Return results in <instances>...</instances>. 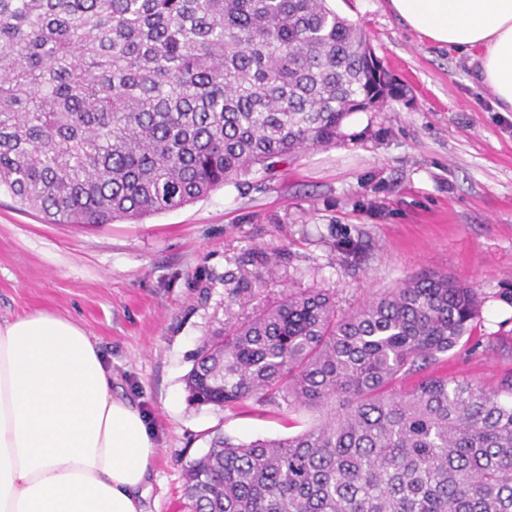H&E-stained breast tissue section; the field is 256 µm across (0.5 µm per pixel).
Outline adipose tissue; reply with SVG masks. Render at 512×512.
Returning <instances> with one entry per match:
<instances>
[{
	"label": "adipose tissue",
	"instance_id": "1",
	"mask_svg": "<svg viewBox=\"0 0 512 512\" xmlns=\"http://www.w3.org/2000/svg\"><path fill=\"white\" fill-rule=\"evenodd\" d=\"M412 31L467 52L512 112V0H389ZM158 447L75 321L38 311L0 321V512H143Z\"/></svg>",
	"mask_w": 512,
	"mask_h": 512
}]
</instances>
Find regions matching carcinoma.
<instances>
[{
  "label": "carcinoma",
  "instance_id": "cac0c4a2",
  "mask_svg": "<svg viewBox=\"0 0 512 512\" xmlns=\"http://www.w3.org/2000/svg\"><path fill=\"white\" fill-rule=\"evenodd\" d=\"M365 37L327 0H0V192L48 224L138 223L334 146L378 94ZM482 306L428 272L349 310L291 290L216 332L191 405L319 420L215 434L191 512H512V374L434 370Z\"/></svg>",
  "mask_w": 512,
  "mask_h": 512
}]
</instances>
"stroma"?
<instances>
[{
  "instance_id": "obj_1",
  "label": "stroma",
  "mask_w": 512,
  "mask_h": 512,
  "mask_svg": "<svg viewBox=\"0 0 512 512\" xmlns=\"http://www.w3.org/2000/svg\"><path fill=\"white\" fill-rule=\"evenodd\" d=\"M330 5L364 25L406 90L352 114L344 143L139 223L47 224L0 194V321L49 311L97 344L113 395L158 445L144 512H188L185 469L214 432L248 442L316 421L186 401L203 342L288 289H333L347 310L417 272L448 274L484 304L470 347L442 370L487 390L512 372V112L482 95L468 54L419 38L387 0ZM346 240L354 250H341ZM273 251L270 271L259 256Z\"/></svg>"
}]
</instances>
